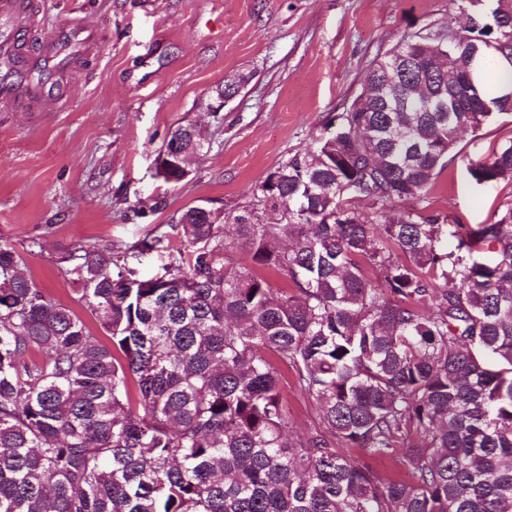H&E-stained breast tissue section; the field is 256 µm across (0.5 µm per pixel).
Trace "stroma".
<instances>
[{
    "label": "stroma",
    "instance_id": "35a3bbf8",
    "mask_svg": "<svg viewBox=\"0 0 512 512\" xmlns=\"http://www.w3.org/2000/svg\"><path fill=\"white\" fill-rule=\"evenodd\" d=\"M39 23L26 49L82 22L99 49L81 59L38 108L0 109V243L18 251L55 303L100 329L59 270L68 245L103 249L171 234L187 207L232 210L288 156L314 142L360 93L370 62L397 40L461 31L467 14L490 18L495 0L460 13L451 0H32ZM249 81L213 113V89ZM194 124L207 147L179 183L156 174L171 131ZM512 138V114L463 133L422 208L454 224H482L512 203V183L476 184L469 164Z\"/></svg>",
    "mask_w": 512,
    "mask_h": 512
}]
</instances>
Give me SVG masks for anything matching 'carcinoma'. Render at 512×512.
<instances>
[{
  "mask_svg": "<svg viewBox=\"0 0 512 512\" xmlns=\"http://www.w3.org/2000/svg\"><path fill=\"white\" fill-rule=\"evenodd\" d=\"M492 14L511 25L378 56L363 111L331 118L236 210H183V246L66 248L105 342L0 244V512H512V207L474 228L386 216L480 130L470 112L423 111L432 60L452 82L493 42L461 104L512 110V0ZM204 150L178 126L157 175L182 181ZM468 172L512 181V140ZM283 367L317 415L303 438ZM397 453L405 479L368 463Z\"/></svg>",
  "mask_w": 512,
  "mask_h": 512,
  "instance_id": "carcinoma-1",
  "label": "carcinoma"
}]
</instances>
